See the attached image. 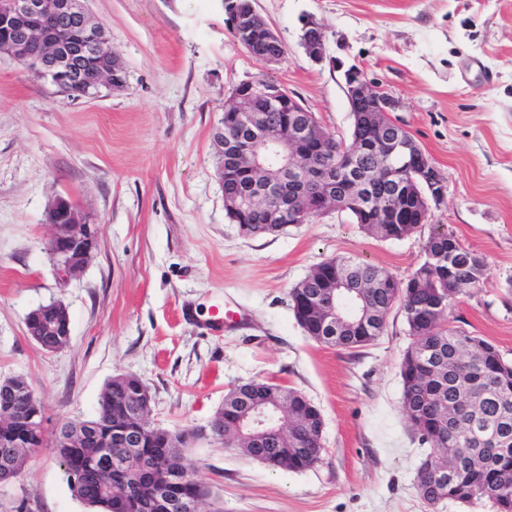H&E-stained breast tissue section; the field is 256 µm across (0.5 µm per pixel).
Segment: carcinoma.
<instances>
[{"label": "carcinoma", "instance_id": "obj_1", "mask_svg": "<svg viewBox=\"0 0 512 512\" xmlns=\"http://www.w3.org/2000/svg\"><path fill=\"white\" fill-rule=\"evenodd\" d=\"M245 49L257 61L265 56L284 54L282 43L272 44L262 31L251 33ZM94 67L86 68L83 78L60 91L72 99H80L91 86ZM291 113V118L303 132L309 145L323 144L326 154L322 162L332 159V152H340L354 143L377 144L385 132L367 124L365 116L351 113L352 130L349 139L337 140L324 129L313 113L302 105ZM251 109L264 113L271 124L280 123L285 115L269 110L261 92H256ZM403 161V157H390L378 149L362 154L357 169L342 180L336 194L337 210L349 214L355 223L370 236L382 240H401L416 231V225L403 224L408 216L424 212L434 191L416 171L405 178H390L385 169ZM273 199L264 202V210L252 217L247 234L266 233ZM424 259L412 274L417 282L414 293L397 296L387 288H363L377 278L394 279L385 269L371 263L351 258L336 257L321 266L336 273V281L343 288L365 289V300L371 316L366 323L356 327L341 325L328 334L321 329L306 331L318 343L354 350L361 344L374 342L387 325V318L394 308H399L411 336L410 346L401 365L404 408L413 411L410 420L419 440L434 448L448 449V459L463 462L475 461L477 470L465 472L458 488L466 491V503L486 499L497 512H505L512 504V363L505 360L489 341L457 328H430L426 322L432 317L430 304L438 296L453 300L477 287L487 275V265L482 258L464 247L454 235L434 227L423 247ZM323 291L320 280L300 281L292 288L290 298L303 293L317 295ZM23 381L14 377L0 382V410L6 409L19 419L32 412H40L42 405L31 395H21L16 388ZM144 401L133 381L109 382L102 392L95 412V419L81 420L90 424L103 439L111 440L107 452L112 461H122L128 448L112 436V412L120 410L130 419L138 418ZM234 417L229 412H215L210 425V441L225 448L233 447L229 426ZM27 448L0 447V484L10 482L21 473L31 447L41 444V433L35 427L23 430ZM179 432L153 428L141 448L139 457L161 468L173 456L190 459L185 447L175 446ZM298 444V460L288 464L289 469L304 470L317 458L322 443L305 423L298 422L292 430ZM98 448L89 444L83 448H69L63 442L56 444V453L65 468L72 494L83 503L96 507L99 512H153L150 508L152 487L149 482H139L124 491L115 472L101 473L95 465ZM119 492L109 497L103 493L106 484ZM187 497L199 493L210 495L209 487L187 470L181 485Z\"/></svg>", "mask_w": 512, "mask_h": 512}]
</instances>
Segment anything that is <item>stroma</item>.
<instances>
[{
  "mask_svg": "<svg viewBox=\"0 0 512 512\" xmlns=\"http://www.w3.org/2000/svg\"><path fill=\"white\" fill-rule=\"evenodd\" d=\"M285 47L255 61L230 34L223 0H88L123 88L70 100L0 55V380L23 377L43 406V447L0 485V512H91L54 451L63 424L93 416L105 385L134 375L151 424L207 425L235 385L272 379L301 391L324 420L310 469L272 468L239 451L191 445L198 479L224 512H495L486 500L430 508L416 486L429 445L403 408L410 338L391 312L355 350L298 325L289 291L321 262L353 256L397 280L440 224L481 256L486 279L448 307L446 326L492 342L512 361V0H253ZM322 29L327 59L300 44ZM400 103L397 121L445 185L428 223L401 240L368 236L331 211L276 233L228 222L214 134L240 82L282 85L336 138L352 128L343 65ZM65 198L97 227L84 271L60 284L48 211ZM65 303L71 336L48 352L26 331L34 309ZM236 312L222 332L215 305Z\"/></svg>",
  "mask_w": 512,
  "mask_h": 512,
  "instance_id": "stroma-1",
  "label": "stroma"
}]
</instances>
